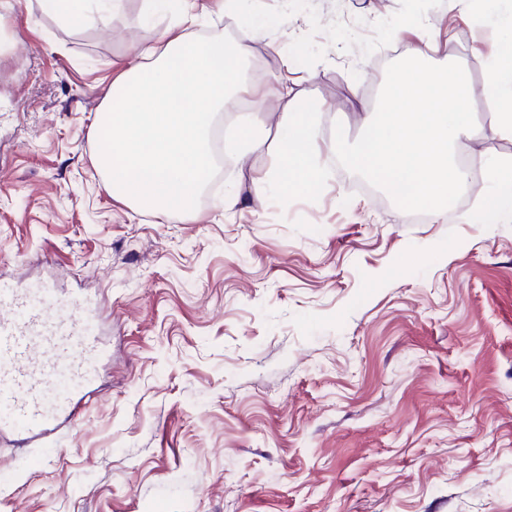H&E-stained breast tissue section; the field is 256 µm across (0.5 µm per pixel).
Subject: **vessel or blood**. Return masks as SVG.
Here are the masks:
<instances>
[{
  "label": "vessel or blood",
  "mask_w": 512,
  "mask_h": 512,
  "mask_svg": "<svg viewBox=\"0 0 512 512\" xmlns=\"http://www.w3.org/2000/svg\"><path fill=\"white\" fill-rule=\"evenodd\" d=\"M102 302L0 283V427L37 440L77 420L104 348Z\"/></svg>",
  "instance_id": "b4317fda"
}]
</instances>
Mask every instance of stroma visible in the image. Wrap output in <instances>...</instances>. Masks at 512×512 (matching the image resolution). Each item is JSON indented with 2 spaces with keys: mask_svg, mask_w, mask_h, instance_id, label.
I'll return each mask as SVG.
<instances>
[{
  "mask_svg": "<svg viewBox=\"0 0 512 512\" xmlns=\"http://www.w3.org/2000/svg\"><path fill=\"white\" fill-rule=\"evenodd\" d=\"M242 0L197 27L262 25L265 74L321 103L325 140L361 133L403 56L439 30L431 67L464 66L472 120L495 119L485 60L512 0ZM181 0H123L62 23L50 0H0V280L104 299L108 355L43 466L0 430V512H512V199L413 220L334 156L315 191L225 210L253 170L282 176L274 98L231 109L255 145L210 163L180 221L115 198L96 122L113 62L137 64ZM481 54H474L473 45Z\"/></svg>",
  "mask_w": 512,
  "mask_h": 512,
  "instance_id": "stroma-1",
  "label": "stroma"
}]
</instances>
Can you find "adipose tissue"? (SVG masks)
<instances>
[{"label": "adipose tissue", "mask_w": 512, "mask_h": 512, "mask_svg": "<svg viewBox=\"0 0 512 512\" xmlns=\"http://www.w3.org/2000/svg\"><path fill=\"white\" fill-rule=\"evenodd\" d=\"M208 11V5L191 0L177 25L162 30L156 45L139 50L138 64L115 62L112 97L96 127L103 143L99 161L113 189L160 219L192 211L206 178L210 125L218 103L293 95L287 73L259 80L246 73L251 44L266 39L264 29L249 26L246 42L194 41L191 31ZM439 38L436 32L417 34L384 112L364 114V134L356 144L325 143L317 105H298L283 114L279 132L290 190L311 192L325 181L319 159L326 151L377 178L388 194L437 212L467 184L470 168H484L493 179L512 173L511 157L491 164L474 155L463 166L450 156L453 144L512 134V49H501L488 63V101L497 118L478 131L471 122L466 71L443 73L421 65L437 53Z\"/></svg>", "instance_id": "obj_1"}]
</instances>
